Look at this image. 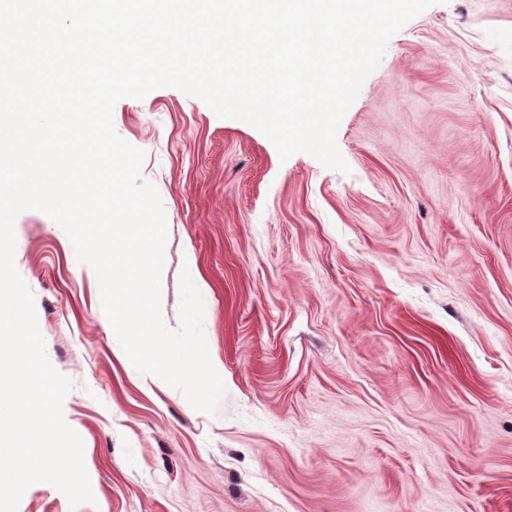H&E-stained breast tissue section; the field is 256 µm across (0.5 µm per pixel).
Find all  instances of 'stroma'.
<instances>
[{"mask_svg": "<svg viewBox=\"0 0 512 512\" xmlns=\"http://www.w3.org/2000/svg\"><path fill=\"white\" fill-rule=\"evenodd\" d=\"M113 123L164 208L167 326L182 272L206 290L224 412L118 358L94 271L24 211L94 500L40 482L17 512H512V0L391 38L337 130L346 174L172 87Z\"/></svg>", "mask_w": 512, "mask_h": 512, "instance_id": "stroma-1", "label": "stroma"}]
</instances>
